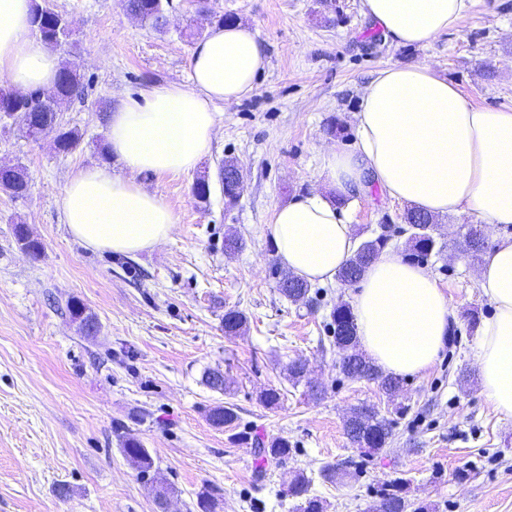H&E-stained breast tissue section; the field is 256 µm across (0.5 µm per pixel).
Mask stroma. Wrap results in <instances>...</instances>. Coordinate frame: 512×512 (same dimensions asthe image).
<instances>
[{
  "label": "stroma",
  "mask_w": 512,
  "mask_h": 512,
  "mask_svg": "<svg viewBox=\"0 0 512 512\" xmlns=\"http://www.w3.org/2000/svg\"><path fill=\"white\" fill-rule=\"evenodd\" d=\"M73 27L62 61L86 84L83 100L59 118L84 141L62 155L52 134L24 138L0 121V165H25L22 199L0 192V512H199L197 495L217 494L215 512H292L285 473L312 477L326 512H368L376 493L399 481L429 512H512V418L481 391L469 313H493L478 288L480 262L463 250L471 214L439 218L440 253L424 266L448 295L451 334L425 373L406 377L395 398L376 382L348 380L332 344L330 306L352 286L327 284L324 304L308 310L278 291L283 270L270 238L276 207L318 187L321 148L351 142L360 93L381 69L427 65L475 105L512 109V0H475L457 28L426 45H397L360 9V0H209L214 16L233 15L259 34L268 65L255 91L217 103L219 125L201 159L208 204L192 194L195 172L138 175L177 216L166 242L137 255L93 250L69 231L60 199L78 169L114 164L106 110L150 84L188 81L190 31L207 32L197 0H173L165 33L128 15L121 0H54ZM237 159L245 191L226 206L218 180ZM407 204L378 184L359 192L350 217L361 238L390 225V247L407 255ZM28 224L44 251L32 260L14 239ZM241 239L236 252L226 237ZM77 299L99 330L89 336L66 308ZM247 318L224 334L225 310ZM309 364L307 383L288 380L289 362ZM221 368L225 392L205 371ZM323 389L320 400L309 385ZM279 389L277 406L261 394ZM375 406L392 438L370 456L344 431L349 412ZM234 407L236 428L213 426L210 409ZM287 438L286 462L257 474L251 436ZM148 448L165 476L166 506L151 477L132 470L121 437ZM336 465L335 481L321 469Z\"/></svg>",
  "instance_id": "obj_1"
}]
</instances>
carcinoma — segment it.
<instances>
[{
	"label": "carcinoma",
	"instance_id": "obj_1",
	"mask_svg": "<svg viewBox=\"0 0 512 512\" xmlns=\"http://www.w3.org/2000/svg\"><path fill=\"white\" fill-rule=\"evenodd\" d=\"M126 12L136 15L142 22L150 25L159 33L166 32L167 11L170 0H122ZM35 34L51 47L67 43L71 31L64 14L56 10L51 0H32ZM84 84L82 77L70 66L64 65L55 84V93L47 96L42 90L27 92L26 96L10 99L0 93V119H12L18 125V132L27 138H37V127L50 125L56 131L53 150L58 154H68L76 150L83 141V133L75 127H67L58 120L57 103L61 99H83ZM238 164L233 158L224 159L221 172L224 173V199L227 203L236 202L242 195L245 185L231 178ZM29 177L27 169L21 164L8 168L0 167V192L17 199L27 195ZM412 234L409 238L410 256L422 261L428 258L436 248L435 232L438 230L436 217L417 209H410L404 217ZM16 243L31 259L37 260L43 252V244L34 238L28 226L22 222L15 224ZM389 235L363 241L355 256L340 269L338 280L343 284L355 283L364 274L366 268L377 254L387 245ZM465 251L473 257L484 249V239L480 232L472 229L464 236ZM280 292L294 303L310 304L311 285L289 272L281 273ZM74 317L81 320L84 332L88 335L97 332L94 317L85 311L78 301L69 302ZM333 325V345L341 354L339 369L348 379H367L375 381L383 393L391 398L401 390L399 378L385 374L370 363L358 346L356 323L349 304L340 303L330 312ZM246 316L235 309L224 311V335L236 336L246 327ZM308 364L295 359L288 364V380L298 384L306 377ZM209 421L216 427H228L238 421L235 411L226 406L211 409ZM345 432L350 444L365 453H376L384 448L392 436L390 421L381 416L373 406H361L350 412L345 420ZM291 448L286 438H277L271 442L256 443L255 453L266 461L277 463L288 459ZM122 452L128 463L140 474L153 471L154 459L142 443L134 438L122 440ZM312 479L305 473L296 471L288 481V495L300 499L297 512H325L324 502L310 494ZM409 504L399 491L386 489L375 502L372 512H407Z\"/></svg>",
	"mask_w": 512,
	"mask_h": 512
}]
</instances>
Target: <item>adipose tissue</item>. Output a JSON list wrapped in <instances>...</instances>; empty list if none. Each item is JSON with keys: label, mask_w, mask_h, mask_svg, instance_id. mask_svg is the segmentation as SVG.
I'll list each match as a JSON object with an SVG mask.
<instances>
[{"label": "adipose tissue", "mask_w": 512, "mask_h": 512, "mask_svg": "<svg viewBox=\"0 0 512 512\" xmlns=\"http://www.w3.org/2000/svg\"><path fill=\"white\" fill-rule=\"evenodd\" d=\"M361 11L400 45L427 44L456 28L474 0H360ZM31 0H0V78L15 89H49L60 59L33 32ZM267 66L249 25L212 27L190 50L185 84L153 85L120 99L108 123L110 166L80 169L68 181L61 211L87 247L124 255L167 241L174 211L136 181L195 169L218 123L216 103L249 96ZM349 146L319 153L324 191L277 207L270 226L275 253L298 278L333 281L357 240L343 201L367 182L396 201L432 215L473 213L485 226L512 227V109L469 103L427 66L391 67L366 84ZM476 283L494 307L477 329L474 359L481 389L512 418V236L483 257ZM357 338L370 360L396 376L430 368L450 331V301L434 276L391 250L381 251L351 299Z\"/></svg>", "instance_id": "adipose-tissue-1"}]
</instances>
